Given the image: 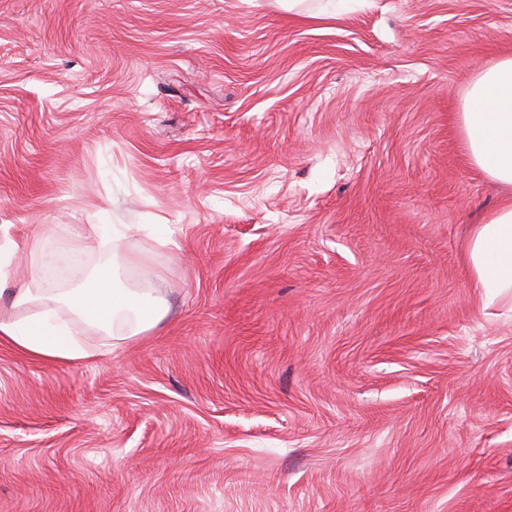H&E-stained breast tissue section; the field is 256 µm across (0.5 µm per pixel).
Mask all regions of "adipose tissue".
Returning <instances> with one entry per match:
<instances>
[{
    "label": "adipose tissue",
    "instance_id": "obj_1",
    "mask_svg": "<svg viewBox=\"0 0 512 512\" xmlns=\"http://www.w3.org/2000/svg\"><path fill=\"white\" fill-rule=\"evenodd\" d=\"M462 138L472 163L489 179L512 187V56L487 67L472 82L463 101ZM128 225L109 228L82 224L76 237L94 236L108 260L70 297L48 291L18 292L16 304L40 305L24 319L0 314V337L21 351L40 357L76 360L86 352L54 306L66 302L87 325L132 338L154 327L163 316V301L149 293L116 287L114 268L125 262L120 247ZM473 285L486 304L512 301V202L474 225L467 250Z\"/></svg>",
    "mask_w": 512,
    "mask_h": 512
}]
</instances>
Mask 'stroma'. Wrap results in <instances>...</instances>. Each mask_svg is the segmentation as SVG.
Instances as JSON below:
<instances>
[{
  "instance_id": "stroma-1",
  "label": "stroma",
  "mask_w": 512,
  "mask_h": 512,
  "mask_svg": "<svg viewBox=\"0 0 512 512\" xmlns=\"http://www.w3.org/2000/svg\"><path fill=\"white\" fill-rule=\"evenodd\" d=\"M508 54L512 0H0V307L105 262L76 224L168 306L0 339V512H512V312L464 259L512 190L459 119Z\"/></svg>"
}]
</instances>
